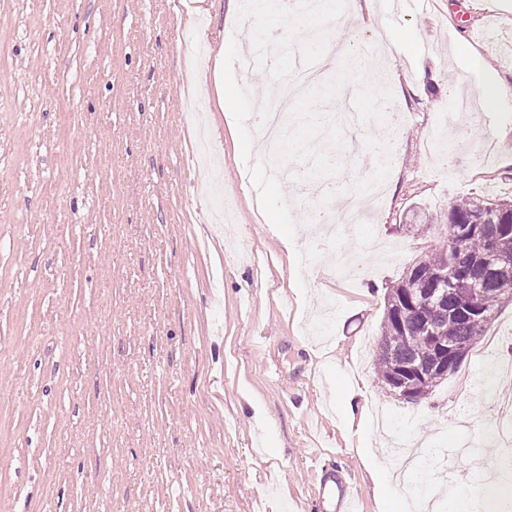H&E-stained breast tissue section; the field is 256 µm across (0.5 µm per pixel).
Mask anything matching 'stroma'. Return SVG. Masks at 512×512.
I'll use <instances>...</instances> for the list:
<instances>
[{
	"instance_id": "35a3bbf8",
	"label": "stroma",
	"mask_w": 512,
	"mask_h": 512,
	"mask_svg": "<svg viewBox=\"0 0 512 512\" xmlns=\"http://www.w3.org/2000/svg\"><path fill=\"white\" fill-rule=\"evenodd\" d=\"M369 24L348 9L330 30L355 28L400 124H363L338 178L300 181L291 258L220 104L230 0H0V512H301L317 451L363 512H400L423 483L400 477L406 449L452 474L474 424L501 462L481 391H512V302L424 399L382 389L375 363L387 292L447 237L450 204L512 198V111L440 122L457 95L512 86V0L388 23L434 82L385 60ZM375 180L371 223L320 250L305 208Z\"/></svg>"
}]
</instances>
